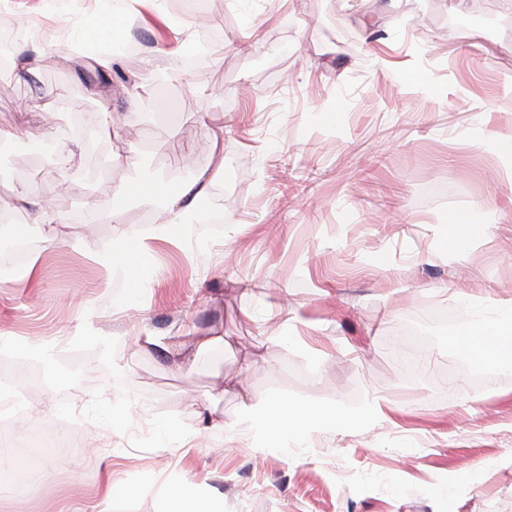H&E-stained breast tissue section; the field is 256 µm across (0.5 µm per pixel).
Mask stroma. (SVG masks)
Segmentation results:
<instances>
[{"label":"stroma","mask_w":512,"mask_h":512,"mask_svg":"<svg viewBox=\"0 0 512 512\" xmlns=\"http://www.w3.org/2000/svg\"><path fill=\"white\" fill-rule=\"evenodd\" d=\"M171 4L0 0L17 43L38 16L56 36L0 81V126L18 132L0 210L30 223L25 185L67 217L38 225L33 278L0 284V363L42 374L43 393L13 394L28 412L52 400L41 423L82 422L33 489H0V512H169L187 484L207 512H512V363L478 367L453 342L471 301L512 299V162L495 150L512 134V0ZM117 7L138 48L106 80L91 33ZM216 25L206 64L180 66ZM40 96L57 108L21 111ZM48 140L71 148L65 168L37 156ZM202 173L181 239L158 234L164 200L112 213L116 187ZM464 218L478 229L461 244ZM118 235L144 245L134 301L101 260ZM434 309L449 324L432 368L405 374L401 332ZM213 336L223 349L198 353ZM275 395L317 410L303 441L256 428Z\"/></svg>","instance_id":"35a3bbf8"}]
</instances>
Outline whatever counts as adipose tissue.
<instances>
[{
    "mask_svg": "<svg viewBox=\"0 0 512 512\" xmlns=\"http://www.w3.org/2000/svg\"><path fill=\"white\" fill-rule=\"evenodd\" d=\"M208 177H198L193 183L174 185L164 180L133 183L114 191L112 212L120 214L128 196L139 194L164 198L169 205V220L159 230L160 235L179 237L185 234L188 223L195 218V202L205 191ZM106 253L114 270L128 285L129 295H136L143 280L144 269L139 260L138 248L124 237H116ZM467 351L474 362L484 368L512 360V300L475 309L470 337L466 339ZM266 435L283 439L294 435L303 439L305 425L295 411L280 398H273L261 420Z\"/></svg>",
    "mask_w": 512,
    "mask_h": 512,
    "instance_id": "ef3b65f1",
    "label": "adipose tissue"
}]
</instances>
